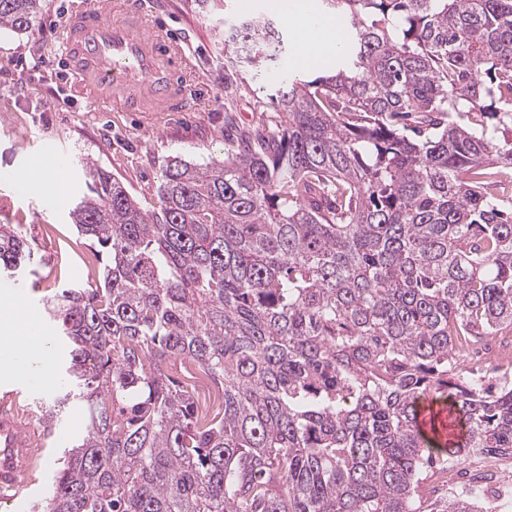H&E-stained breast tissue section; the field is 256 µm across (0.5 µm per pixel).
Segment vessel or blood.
Instances as JSON below:
<instances>
[{"instance_id": "vessel-or-blood-1", "label": "vessel or blood", "mask_w": 512, "mask_h": 512, "mask_svg": "<svg viewBox=\"0 0 512 512\" xmlns=\"http://www.w3.org/2000/svg\"><path fill=\"white\" fill-rule=\"evenodd\" d=\"M62 54L78 96L125 112H182L192 62L152 23L139 0H87L67 18ZM41 436L30 430L14 390L0 388V502L36 483Z\"/></svg>"}]
</instances>
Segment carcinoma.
Instances as JSON below:
<instances>
[{
	"instance_id": "carcinoma-1",
	"label": "carcinoma",
	"mask_w": 512,
	"mask_h": 512,
	"mask_svg": "<svg viewBox=\"0 0 512 512\" xmlns=\"http://www.w3.org/2000/svg\"><path fill=\"white\" fill-rule=\"evenodd\" d=\"M41 0H0L29 32ZM345 24L332 73L273 98L276 129L204 164L167 165L158 206L81 160L69 215L106 261L63 288L53 341L86 405L42 512H478L422 504L421 475L471 448L512 450V385L457 346L512 328V0H324ZM224 45L282 52L253 17ZM502 126L488 133L486 120ZM31 251L0 224V273ZM193 361L213 413L169 373ZM448 404L443 445L420 402Z\"/></svg>"
}]
</instances>
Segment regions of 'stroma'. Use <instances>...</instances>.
<instances>
[{
  "instance_id": "obj_1",
  "label": "stroma",
  "mask_w": 512,
  "mask_h": 512,
  "mask_svg": "<svg viewBox=\"0 0 512 512\" xmlns=\"http://www.w3.org/2000/svg\"><path fill=\"white\" fill-rule=\"evenodd\" d=\"M162 3L156 19L191 53L194 73L187 86L189 109L157 117L119 112L72 93L61 58V27L81 0H42L32 31L0 29V224L19 228L34 253L31 272L0 275V291L25 293L36 316V335L48 329L47 301L63 287L91 280L85 261L93 250L68 216V198L86 191L80 159L91 158L133 197L155 205L171 159L207 163L222 158L225 148L244 135L273 130V95L306 77L293 65L294 33L285 18L270 9L269 0H209L204 8L196 0ZM247 15L273 19L284 41L277 59L255 64L226 60L224 29ZM47 150L66 164L62 201L25 195L15 187L32 159ZM85 424L84 406L69 403L45 442L38 486L19 505L1 503L0 512H40L65 448L81 438Z\"/></svg>"
}]
</instances>
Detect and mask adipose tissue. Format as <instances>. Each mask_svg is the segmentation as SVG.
Masks as SVG:
<instances>
[{
  "label": "adipose tissue",
  "mask_w": 512,
  "mask_h": 512,
  "mask_svg": "<svg viewBox=\"0 0 512 512\" xmlns=\"http://www.w3.org/2000/svg\"><path fill=\"white\" fill-rule=\"evenodd\" d=\"M312 0H281L280 8L288 17L300 52V67L315 69L326 52H335L341 45L342 36L335 18L328 17L317 27L305 26L311 12ZM20 299L14 293L0 294V349L10 350L18 343H25L24 357L1 373L7 376H26L41 379L53 373V353L47 339L29 341V320L20 311Z\"/></svg>",
  "instance_id": "1"
}]
</instances>
